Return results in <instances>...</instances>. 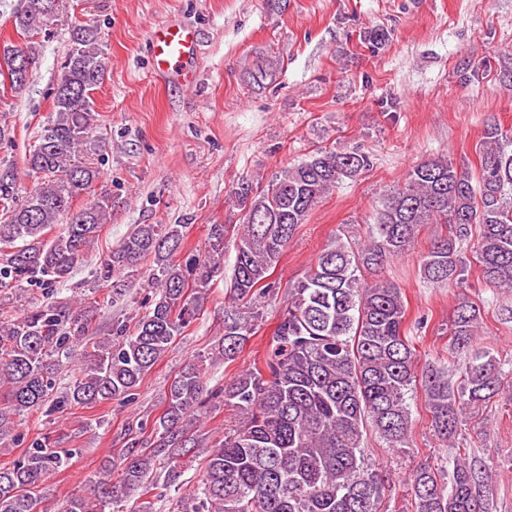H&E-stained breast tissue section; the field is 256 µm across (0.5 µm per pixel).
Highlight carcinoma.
<instances>
[{
    "mask_svg": "<svg viewBox=\"0 0 512 512\" xmlns=\"http://www.w3.org/2000/svg\"><path fill=\"white\" fill-rule=\"evenodd\" d=\"M48 0H24L14 15L17 32L39 35L59 13L46 14ZM34 54L0 45V84L14 91L29 82ZM98 28L74 24L54 89V116L26 162L40 181L19 196L14 173L0 174V289L26 282L45 290L68 280L99 237L112 211L103 195L58 223L74 198L87 192L102 173L74 161L96 129L91 92L106 74ZM478 175L447 159L414 166L405 182L382 203L370 239L360 245L341 238L326 246L288 291V306L269 343L264 368L245 369L225 388L224 397L242 421L209 449L193 425L204 407L206 382L200 365L188 362L166 393L167 407L156 420L158 440L141 441L122 460L120 485L112 465L98 481L72 493L63 512H106L119 492L144 488L158 460L163 483L172 486L182 458L203 455L198 497L192 512H385V484L364 456V434L373 430L390 448H406L412 429L409 394L421 388L435 433L450 440L463 410L489 402L508 375L488 351L471 353L480 310L461 301L448 323V352L468 361L459 382L448 367L417 370L405 332L402 290L388 281L367 283L363 273L403 255L424 224H445L421 263L431 283L462 288L468 259L462 245L477 235L473 259L484 283L512 289V135L496 124L484 131ZM368 153L324 149L286 168L259 188L245 180L232 190L243 211L236 239L233 301L251 302L271 288L277 267L297 227L319 200L347 180L369 170ZM227 224H213L204 258L175 259L184 224H138L118 247L104 254L99 278L119 294L145 257H153L151 304L134 330L121 321L112 335L90 340L91 318L84 305L61 302L37 308L0 324V440L12 417L42 410L51 416L76 405L123 403L134 396L146 374L183 329L201 313L213 277L224 266ZM259 311L231 309L224 316L219 354L232 361L254 334ZM80 363L72 385L61 390L60 372ZM79 453L49 438L31 442L12 466L0 468V512H38L39 488L51 473ZM414 512H486L490 487L465 460L452 470L424 465L410 476Z\"/></svg>",
    "mask_w": 512,
    "mask_h": 512,
    "instance_id": "obj_1",
    "label": "carcinoma"
}]
</instances>
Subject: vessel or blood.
I'll return each instance as SVG.
<instances>
[{"mask_svg": "<svg viewBox=\"0 0 512 512\" xmlns=\"http://www.w3.org/2000/svg\"><path fill=\"white\" fill-rule=\"evenodd\" d=\"M149 41L157 74L187 77L188 66L197 52V36L190 27L176 23L155 26Z\"/></svg>", "mask_w": 512, "mask_h": 512, "instance_id": "1", "label": "vessel or blood"}]
</instances>
